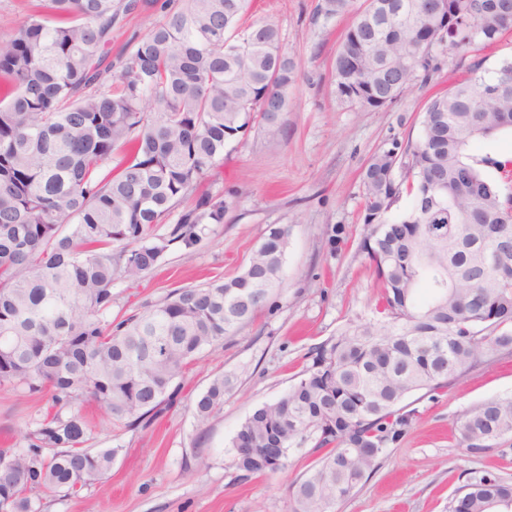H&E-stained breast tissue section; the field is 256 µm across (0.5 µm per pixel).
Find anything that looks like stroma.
Returning <instances> with one entry per match:
<instances>
[{
    "label": "stroma",
    "instance_id": "obj_1",
    "mask_svg": "<svg viewBox=\"0 0 512 512\" xmlns=\"http://www.w3.org/2000/svg\"><path fill=\"white\" fill-rule=\"evenodd\" d=\"M320 0H251L248 20L273 18L282 48L299 64L277 126L254 125L205 178L223 194L224 221L211 225L192 254L171 247L165 261L137 282L112 284V315L142 311L176 288L236 276L270 228L290 230L277 306L258 312L215 347H205L180 381L176 402L149 426H113L87 405V445L113 448L108 476L66 497L47 498L44 512H291L290 487L320 456L312 443L291 449L286 469L242 478L231 441L258 406L298 382L308 351L336 337L351 320L369 317L378 299L372 270L358 245L365 233L362 172L388 140L416 143L426 101L467 75L459 57L441 54L425 87L382 110L340 102L333 61L350 14L323 19ZM342 224L340 256L329 253L324 231ZM236 382L224 407L198 425L193 400L218 374ZM512 397V356L488 355L468 375L428 398H410L416 421L389 449L358 492L333 512H448L469 477L486 471L512 483V436L479 453L460 445L464 410ZM49 410L47 394L0 386V450L20 445L31 424Z\"/></svg>",
    "mask_w": 512,
    "mask_h": 512
}]
</instances>
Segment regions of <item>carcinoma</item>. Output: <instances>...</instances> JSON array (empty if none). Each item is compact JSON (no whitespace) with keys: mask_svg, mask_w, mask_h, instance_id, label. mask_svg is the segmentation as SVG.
Returning a JSON list of instances; mask_svg holds the SVG:
<instances>
[{"mask_svg":"<svg viewBox=\"0 0 512 512\" xmlns=\"http://www.w3.org/2000/svg\"><path fill=\"white\" fill-rule=\"evenodd\" d=\"M365 0L334 62L342 102L378 110L436 68V49L471 57L469 76L428 100L415 145L394 139L362 173L359 251L381 292L376 314L346 323L312 349L305 376L253 410L237 430L260 453L234 456L242 477L276 473L306 441L325 449L291 487L292 512H331L352 497L416 411L487 354L512 356V157L470 153L512 132V60L493 73L480 51L512 32V0ZM250 0H38L0 38V385L52 390L54 412L24 446L0 450V501L41 512L38 493H72L101 479L115 448L93 451L75 407L90 400L124 427L148 424L178 395L175 381L206 346L275 307L289 229L277 226L228 280L176 288L112 320V283L137 280L170 246L190 253L224 223L222 195L179 210L254 120L277 125L275 89L298 64L280 53L271 18L239 28ZM350 0H322L317 15ZM158 15L132 51L112 60L121 16ZM411 207L391 209L402 191ZM175 223H169L173 214ZM159 224L167 225L162 235ZM329 252L345 243L327 227ZM230 374L194 401L206 425L224 406ZM512 435V397L463 414L460 445L477 453ZM512 484L484 474L449 512H495Z\"/></svg>","mask_w":512,"mask_h":512,"instance_id":"cac0c4a2","label":"carcinoma"}]
</instances>
